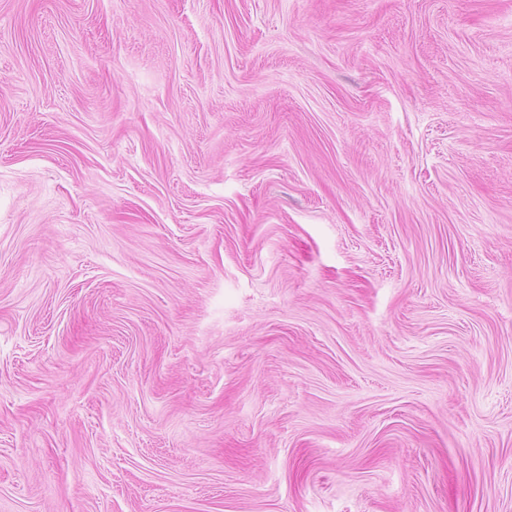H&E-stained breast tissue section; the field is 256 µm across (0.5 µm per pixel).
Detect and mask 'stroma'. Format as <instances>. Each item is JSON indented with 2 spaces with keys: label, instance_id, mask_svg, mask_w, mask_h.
Listing matches in <instances>:
<instances>
[{
  "label": "stroma",
  "instance_id": "stroma-1",
  "mask_svg": "<svg viewBox=\"0 0 512 512\" xmlns=\"http://www.w3.org/2000/svg\"><path fill=\"white\" fill-rule=\"evenodd\" d=\"M0 512H512V0H0Z\"/></svg>",
  "mask_w": 512,
  "mask_h": 512
}]
</instances>
